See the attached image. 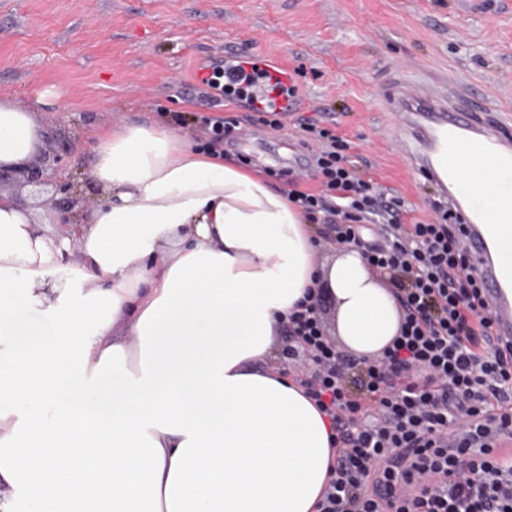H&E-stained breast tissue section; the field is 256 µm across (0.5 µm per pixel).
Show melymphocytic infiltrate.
<instances>
[{
  "label": "lymphocytic infiltrate",
  "instance_id": "f902f5d3",
  "mask_svg": "<svg viewBox=\"0 0 512 512\" xmlns=\"http://www.w3.org/2000/svg\"><path fill=\"white\" fill-rule=\"evenodd\" d=\"M212 106L235 102L280 129L298 86L259 67L218 71L201 81ZM314 147L318 193L289 190L307 219L341 244L359 247L403 311L398 335L372 360L354 361L325 336L316 294L288 316V354L305 353L313 372H295L333 423L336 459L317 512H512V341L492 339L494 317L471 274L465 227L443 206L434 221L385 193L349 155L335 123L304 117Z\"/></svg>",
  "mask_w": 512,
  "mask_h": 512
}]
</instances>
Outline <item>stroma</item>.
I'll return each instance as SVG.
<instances>
[{"instance_id":"stroma-1","label":"stroma","mask_w":512,"mask_h":512,"mask_svg":"<svg viewBox=\"0 0 512 512\" xmlns=\"http://www.w3.org/2000/svg\"><path fill=\"white\" fill-rule=\"evenodd\" d=\"M260 53L295 70L298 114L336 122L388 190L420 216L447 196L413 169L396 142L385 97L400 74L413 93L441 91L482 117L512 118V0H0V95L53 104L36 119L57 136L84 209L100 192L85 177L99 135L122 124L161 123L197 144L204 116H223L199 94V73L225 52ZM245 142L224 154L275 187L316 188L290 164L302 138L245 122ZM6 328L20 342L49 337L42 309L13 305Z\"/></svg>"}]
</instances>
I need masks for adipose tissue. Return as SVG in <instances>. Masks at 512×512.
<instances>
[{"label": "adipose tissue", "mask_w": 512, "mask_h": 512, "mask_svg": "<svg viewBox=\"0 0 512 512\" xmlns=\"http://www.w3.org/2000/svg\"><path fill=\"white\" fill-rule=\"evenodd\" d=\"M0 97V166L30 160L34 112ZM447 178L474 193L490 247L512 276V169L485 160ZM87 177L106 204L72 235L0 198V324L13 304L49 313L36 344L0 327V512H315L334 459L331 422L267 363L308 291L336 303L352 354L399 331L395 295L354 246L316 267L312 227L286 192L223 153L200 154L158 126L102 134ZM77 249L80 265L58 266ZM127 404L101 415L67 401L78 375L95 399L112 370Z\"/></svg>", "instance_id": "adipose-tissue-1"}]
</instances>
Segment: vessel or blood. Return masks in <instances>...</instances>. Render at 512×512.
Returning a JSON list of instances; mask_svg holds the SVG:
<instances>
[{
    "instance_id": "1",
    "label": "vessel or blood",
    "mask_w": 512,
    "mask_h": 512,
    "mask_svg": "<svg viewBox=\"0 0 512 512\" xmlns=\"http://www.w3.org/2000/svg\"><path fill=\"white\" fill-rule=\"evenodd\" d=\"M410 85L408 76H400L386 102L400 116L396 136L412 144L416 170L441 180L455 166L457 146L465 149L474 178H482V161L489 154L496 155L502 167L512 169V132L505 125L481 118L443 96L414 95ZM467 228V252L484 284L496 332L499 338L512 339V294L506 290L505 274L489 255L485 231L472 221Z\"/></svg>"
}]
</instances>
